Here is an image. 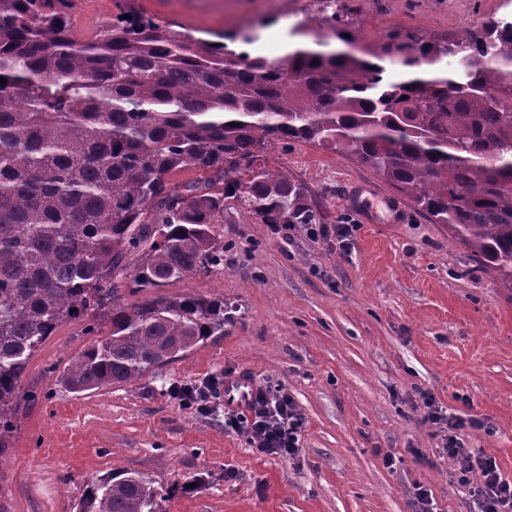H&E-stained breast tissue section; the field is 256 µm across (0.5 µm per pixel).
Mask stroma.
<instances>
[{
	"instance_id": "obj_1",
	"label": "stroma",
	"mask_w": 512,
	"mask_h": 512,
	"mask_svg": "<svg viewBox=\"0 0 512 512\" xmlns=\"http://www.w3.org/2000/svg\"><path fill=\"white\" fill-rule=\"evenodd\" d=\"M343 2L354 9L357 43L325 41L321 29L307 41L359 58L393 34L459 36L499 11L497 0ZM136 3L174 33L213 41L274 16L253 49L271 60L287 53L293 22L318 8L316 0ZM271 157L309 188L326 233L299 224L284 235L246 211L225 212L223 270L159 293L224 298L231 322L135 385L68 392L57 372L90 339L80 322L60 325L22 378L41 398L22 411L0 458L6 512H77L87 481L117 468L168 489L166 512H415L417 483L431 492V512H477L481 474L459 483L444 427L424 420L426 394L448 416L473 420L465 447L495 459L512 482V288L369 169L301 143ZM239 375L292 396L305 417L297 455L260 453L225 429L223 397L202 408L176 393ZM195 477L199 485L187 488Z\"/></svg>"
}]
</instances>
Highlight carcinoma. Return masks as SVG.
<instances>
[{
  "mask_svg": "<svg viewBox=\"0 0 512 512\" xmlns=\"http://www.w3.org/2000/svg\"><path fill=\"white\" fill-rule=\"evenodd\" d=\"M316 2L272 62L178 36L134 0L87 40L74 0H0V456L32 399L21 378L61 324L92 337L61 376L73 393L132 386L224 335V299L152 291L224 268L227 209L317 223L308 188L272 163L277 144L369 169L512 288V111L494 104L512 96V15L441 41L393 37L372 57L397 80L306 47L315 26L357 40ZM189 168L200 177L170 182ZM126 290L145 297L125 305ZM167 498L119 468L87 483L78 512H163Z\"/></svg>",
  "mask_w": 512,
  "mask_h": 512,
  "instance_id": "1",
  "label": "carcinoma"
}]
</instances>
